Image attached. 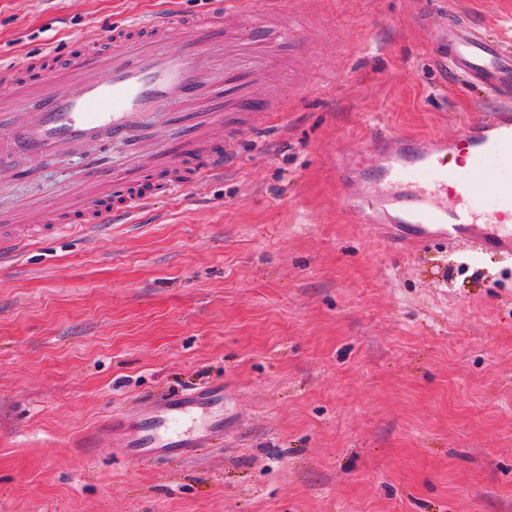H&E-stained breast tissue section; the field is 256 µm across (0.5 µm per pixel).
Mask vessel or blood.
I'll use <instances>...</instances> for the list:
<instances>
[{
	"instance_id": "vessel-or-blood-1",
	"label": "vessel or blood",
	"mask_w": 512,
	"mask_h": 512,
	"mask_svg": "<svg viewBox=\"0 0 512 512\" xmlns=\"http://www.w3.org/2000/svg\"><path fill=\"white\" fill-rule=\"evenodd\" d=\"M271 36L288 48L277 0H213L203 17L168 12L112 26L96 46L71 57L52 83L36 75L54 51L22 59L8 88L0 87V154L49 161L87 149L85 177L98 196L79 204L57 196L43 206L39 224L0 214V264L61 233L90 236L146 211L153 190L141 181L145 169L158 171L169 194L222 174L231 133L257 113L286 109L253 98L250 87L265 70L244 71L234 62L238 45L262 46ZM440 40L444 67L494 92L501 105L454 138H397L394 148L377 154L372 170L349 163L337 167L336 179L348 211L367 210V223L404 247L457 240L511 256L512 47L454 15L445 19ZM152 112L180 130L177 151L142 126ZM112 140L128 142L129 164H99L97 147ZM459 152L463 161L447 168V158ZM219 401L203 389L169 397L149 413L114 416L111 431L121 435L132 461L184 458L223 436V418L211 415Z\"/></svg>"
}]
</instances>
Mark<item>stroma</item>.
I'll return each mask as SVG.
<instances>
[{
	"instance_id": "35a3bbf8",
	"label": "stroma",
	"mask_w": 512,
	"mask_h": 512,
	"mask_svg": "<svg viewBox=\"0 0 512 512\" xmlns=\"http://www.w3.org/2000/svg\"><path fill=\"white\" fill-rule=\"evenodd\" d=\"M212 0H0V79L127 18ZM288 105L223 176L0 266V512H512V256L401 250L346 210L340 159L497 105L435 62L452 11L512 46V0H284ZM83 154L0 162V209L82 193ZM224 387L223 440L135 463L108 416Z\"/></svg>"
}]
</instances>
